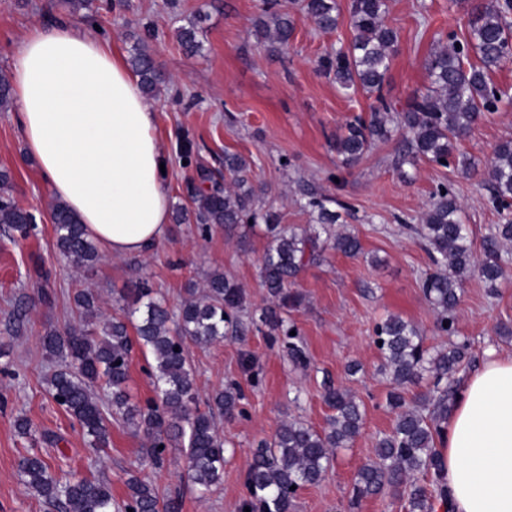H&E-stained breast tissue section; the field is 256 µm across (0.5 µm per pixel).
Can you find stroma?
<instances>
[{
	"instance_id": "obj_1",
	"label": "stroma",
	"mask_w": 512,
	"mask_h": 512,
	"mask_svg": "<svg viewBox=\"0 0 512 512\" xmlns=\"http://www.w3.org/2000/svg\"><path fill=\"white\" fill-rule=\"evenodd\" d=\"M338 3L339 24L324 33L298 11L295 0H278V10L292 14L295 32L290 47L273 54L253 35L256 0H124L120 7L97 0L95 12L74 16L49 0H0V69H8L12 49L34 24L67 16L97 30L122 57H129L135 40L149 45L170 79L150 104L173 205L186 204L184 187L196 167H220L225 152H238L254 163L259 204L279 211L283 223L310 224L300 203L313 190L348 204L338 229L355 234L363 247L357 258L324 251L296 282L305 300L293 317L308 367L294 365L278 343L255 330L204 348L189 346L200 397L234 382L246 411L219 419L226 444L224 481L200 494L185 475L181 449H170L165 466L152 468L142 454V434L124 423L113 422L106 451L89 448L77 422L47 392L46 379L58 364L41 338L49 329L62 332L77 324L71 301L77 288L98 293L100 312L108 319L120 311V292L134 283H146L175 309L190 286H202L211 272L221 270L243 286L249 307L265 305L262 231L242 240L216 228L204 237L196 225L173 223L141 255L105 252L93 272H83L57 251L54 199L26 156L13 112H0V168L12 175L15 201L32 210L38 222L36 234L26 240L0 231V512H55L18 475L19 456L32 449L47 456L61 476L107 480L118 500L126 496L128 473L137 472L162 498L178 499L179 512H238L244 477L261 440L272 438L291 419L318 430L326 427L331 414L323 400L327 380L363 401V427L352 447L338 451L323 478L299 492L293 512H405L403 502L385 492L349 504L358 470L373 460L378 437L396 420L386 405L391 384L379 370L374 323L390 314L401 316L433 349L449 347L457 336L468 338L475 364L491 346L512 353V338L500 334L502 328L512 329V276L493 293L478 278L467 280L455 312L456 336L439 334L436 313L420 288L431 261L409 230L443 181L451 183L461 206L475 257H482L494 225L512 220V208L493 207L483 176L494 146L512 138V62L490 75L505 100L458 145L475 163L471 172L422 160L399 172L394 139L375 143L357 165L343 168L336 136L353 116L368 115L372 100L360 91L343 94L319 70L322 57L353 37L350 0ZM198 14L205 51L190 58L179 48L176 30ZM386 22L399 43L384 91L402 109L430 83L425 60L439 33L452 31L458 40L467 39V18L455 0H389ZM186 143L192 147L188 158L182 150ZM339 174L344 177L340 183L335 180ZM37 266L50 273L40 291L31 282ZM20 303L26 317L19 324L13 311ZM20 417L29 420L40 442L19 435Z\"/></svg>"
}]
</instances>
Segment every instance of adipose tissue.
<instances>
[{
    "label": "adipose tissue",
    "instance_id": "adipose-tissue-1",
    "mask_svg": "<svg viewBox=\"0 0 512 512\" xmlns=\"http://www.w3.org/2000/svg\"><path fill=\"white\" fill-rule=\"evenodd\" d=\"M15 119L42 182L115 256L167 233L155 113L108 41L66 19L11 55ZM440 452L453 512H512V355L488 350L461 387Z\"/></svg>",
    "mask_w": 512,
    "mask_h": 512
}]
</instances>
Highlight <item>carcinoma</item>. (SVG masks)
Returning <instances> with one entry per match:
<instances>
[{
    "label": "carcinoma",
    "mask_w": 512,
    "mask_h": 512,
    "mask_svg": "<svg viewBox=\"0 0 512 512\" xmlns=\"http://www.w3.org/2000/svg\"><path fill=\"white\" fill-rule=\"evenodd\" d=\"M277 0H258L256 34L269 41V50L288 47L294 35V20L275 9ZM469 16V38L434 49L425 60L430 78L426 91L414 96L400 112L383 93L384 84L398 51V34L385 23L389 0H353L351 26L354 35L347 47L321 59L326 73L333 75L343 91L361 90L374 97L370 115L346 122L336 136V153L342 164L356 165L378 141L401 132L400 164L424 160L437 166L471 168L470 159L458 152V144L487 112L497 109L499 94L488 82V73L512 58V21L503 0H459ZM301 11L320 29H336L340 10L337 0H301ZM198 15L177 30L178 44L189 57L204 52ZM475 54L478 62H469ZM139 77L145 96L158 97L168 85L151 50L136 43L128 60ZM13 103L10 75L0 69V112ZM491 202L498 208L512 205V139L498 143L487 170ZM190 205H179L173 213L177 224H194L202 235L220 227L228 234L241 226L265 227L261 278L270 303L249 313V323L238 313L247 309L246 293L234 279L215 271L206 280V291L196 296L193 288L178 314L151 289L137 285L127 289L128 309L110 320H100L98 296L79 290L73 301L81 323L62 335L50 329L43 346L62 366L48 379L53 401L80 425L89 447L101 452L110 446L112 420L142 432L147 439L146 460L155 468L166 462V448L176 443L185 448L186 473L203 493L218 486L224 476L225 448L216 417L245 415L243 395L236 383L227 384L197 407L198 391L188 344L209 346L226 336H244L255 329L281 343L296 365L309 363L301 336L288 312L304 300L290 288L305 266L318 260L328 248L348 257L362 253L357 236L334 230L341 213L332 208L336 200L316 192L307 193L303 208L312 224L304 229L280 223L272 209L256 207L253 163L239 153L224 152V180L203 166L187 181ZM460 206L448 184L440 183L421 218L411 227L434 264L421 282L424 298L436 311V329L443 335L455 332L454 311L463 284L480 276L490 292L506 278L508 267L499 251L512 241V222L496 225L484 244V258L476 259ZM52 221L59 253L76 267L91 272L99 257L96 246L68 209L52 207ZM0 224L12 234L26 238L35 228L36 217L20 207L12 195V178L0 171ZM373 340L380 352V371L394 384L387 405L396 412L392 430L376 442L375 459L363 465L353 484L352 499L388 490L406 502V512H436L448 508V487L438 445L444 424L458 394L454 376L468 355L469 344L461 340L441 350L424 346L423 337L411 322L399 315L375 324ZM154 361L149 375L157 398L132 401L128 392L132 342ZM429 379L426 391L414 404L404 391ZM102 389L104 395L97 394ZM324 401L332 410L327 426L318 431L300 421H285L271 440L253 453L245 480L241 507L250 512H292L298 490L317 483L332 465L341 448L352 446L362 428L361 400L328 382ZM18 472L24 484L57 512H178L173 499L164 500L147 479L128 478L127 494L117 501L110 484L96 478H58L43 455L33 452L20 457Z\"/></svg>",
    "instance_id": "obj_1"
}]
</instances>
